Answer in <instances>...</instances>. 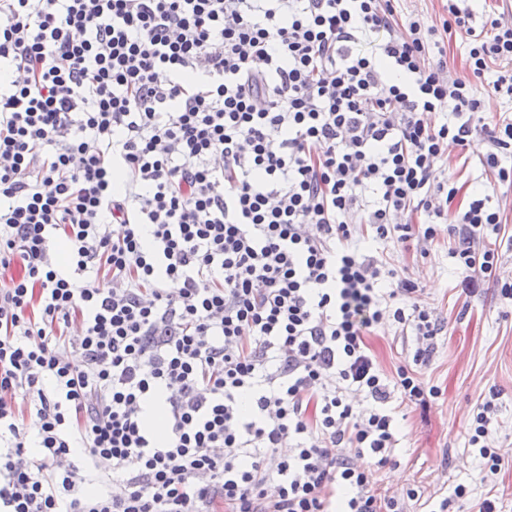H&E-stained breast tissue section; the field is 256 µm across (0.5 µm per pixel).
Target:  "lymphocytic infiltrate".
I'll list each match as a JSON object with an SVG mask.
<instances>
[{"mask_svg": "<svg viewBox=\"0 0 512 512\" xmlns=\"http://www.w3.org/2000/svg\"><path fill=\"white\" fill-rule=\"evenodd\" d=\"M397 4L0 0V512H400L369 474L393 400L438 397L418 369L445 323L359 238L420 250L447 226L463 287L512 307L476 246L501 212L449 220L443 166L477 137L512 183V117L489 106L512 99V25ZM386 319L414 340L392 378L368 343ZM498 398L466 430L492 474ZM399 10H401L402 16L410 15H423L427 17L429 23L440 25V17L442 13V4L440 0H400ZM467 42L465 35L459 33L448 38V78L450 79L469 77V71L465 65Z\"/></svg>", "mask_w": 512, "mask_h": 512, "instance_id": "1", "label": "lymphocytic infiltrate"}]
</instances>
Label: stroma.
I'll use <instances>...</instances> for the list:
<instances>
[{"mask_svg":"<svg viewBox=\"0 0 512 512\" xmlns=\"http://www.w3.org/2000/svg\"><path fill=\"white\" fill-rule=\"evenodd\" d=\"M481 151L477 140L462 152L449 149L448 174L459 187L453 206L464 208L478 192L499 205L507 237L488 240L487 245L498 251L503 272L512 275V185L497 182L484 169ZM453 245L452 237L440 234L423 257L389 242H365L369 252L383 257L399 274L421 283L425 302L446 324L432 362L422 370L440 394L425 410L396 404L393 463L373 470L371 484L388 497L415 489L418 497L404 502L405 512H434L460 484L467 486L468 494L459 500V512H478L486 498L495 501L498 512H512V455L506 456L496 476L483 480L481 460L464 438L479 396L494 388L500 393L497 438L500 446L512 445V309L499 304L494 289L462 287L449 255ZM369 344L380 369L390 377L412 346L389 324L377 328Z\"/></svg>","mask_w":512,"mask_h":512,"instance_id":"stroma-1","label":"stroma"}]
</instances>
